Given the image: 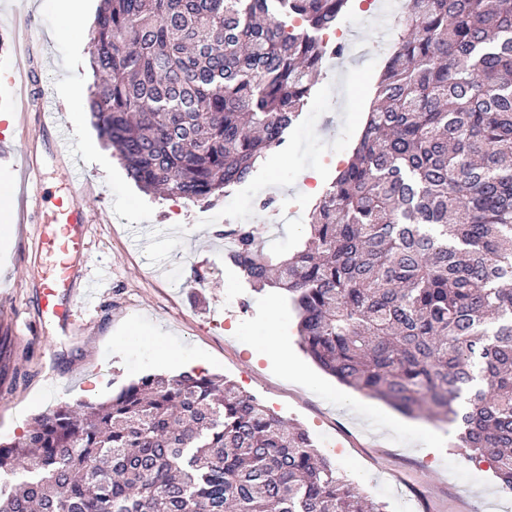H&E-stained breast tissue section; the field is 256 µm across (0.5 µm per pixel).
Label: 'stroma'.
I'll use <instances>...</instances> for the list:
<instances>
[{"label":"stroma","mask_w":512,"mask_h":512,"mask_svg":"<svg viewBox=\"0 0 512 512\" xmlns=\"http://www.w3.org/2000/svg\"><path fill=\"white\" fill-rule=\"evenodd\" d=\"M15 0H0V73L36 70L50 91L48 107L68 118L69 85L88 82L90 29L64 26L53 0H39L19 20ZM351 5L337 27L358 39L355 61L323 59L311 98L284 143L267 152L253 176L207 202L143 192L127 176L108 143L86 153L74 143L81 180L90 184L92 221L84 231L86 255L77 288L93 285L98 297L69 330L41 313L43 280L56 256L36 240L54 221L55 198L70 190L66 162L56 158L51 134L41 127L38 104L16 109L27 88L0 84V139L15 154L0 162V182L11 188L13 210L23 204L15 165L30 157L45 197L0 243V442L22 437L35 417L61 404L102 402L148 373L174 376L189 363L234 382L277 415L302 425L319 451L386 512H416L410 488L425 496V512H512V494L500 489L488 464L468 459L455 427L430 410L408 418L384 402L353 391L319 369L299 346L298 319L274 288L255 292L226 258L218 228L250 224L268 247L292 253L319 197L302 180L318 177L328 188L337 157H350L366 120V101L393 48V17L379 28L360 24ZM41 34L33 61L23 49L27 29ZM152 227L136 246L133 226Z\"/></svg>","instance_id":"obj_1"}]
</instances>
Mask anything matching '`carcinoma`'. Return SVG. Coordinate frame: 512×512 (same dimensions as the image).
Wrapping results in <instances>:
<instances>
[{"instance_id":"cac0c4a2","label":"carcinoma","mask_w":512,"mask_h":512,"mask_svg":"<svg viewBox=\"0 0 512 512\" xmlns=\"http://www.w3.org/2000/svg\"><path fill=\"white\" fill-rule=\"evenodd\" d=\"M350 0H101L89 103L145 192L247 180L308 104ZM300 21L290 29L282 18ZM346 166L290 256L228 252L283 291L325 373L413 417L512 492V0H405ZM0 512H384L308 430L230 380L148 374L0 445Z\"/></svg>"}]
</instances>
